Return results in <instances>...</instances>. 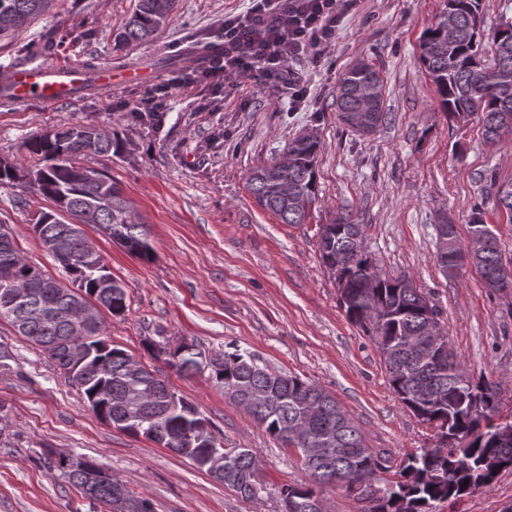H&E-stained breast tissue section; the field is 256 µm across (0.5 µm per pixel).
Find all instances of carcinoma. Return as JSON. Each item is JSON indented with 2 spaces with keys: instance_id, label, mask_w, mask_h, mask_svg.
Here are the masks:
<instances>
[{
  "instance_id": "1",
  "label": "carcinoma",
  "mask_w": 512,
  "mask_h": 512,
  "mask_svg": "<svg viewBox=\"0 0 512 512\" xmlns=\"http://www.w3.org/2000/svg\"><path fill=\"white\" fill-rule=\"evenodd\" d=\"M176 0H137L135 10L114 36L115 45L150 44L166 27ZM54 6V0H0V40L27 28ZM481 0H444V8L419 39V57L426 77L435 85L440 109L448 121L465 123L478 113L483 137L494 143L512 135V80L501 83L497 73L512 76V22L493 33L492 63L483 60L484 22ZM453 29H448V18ZM384 79L375 66L361 60L341 76L336 91V112H365L376 132L389 113L384 95L363 103L358 90ZM317 136L298 135L286 149L288 162L253 168L247 183L258 204L283 224H304L318 200ZM26 151L43 162L40 168L21 172L14 162L0 166V182L24 181L36 194L49 199L54 209L42 212L32 230L45 252L68 275L63 282L38 265L30 264L11 233L0 224V320L18 327L26 341L53 360L69 382L77 386L93 412L103 421L134 436H143L190 460L201 459L200 468L211 472L204 459L206 444L214 437L204 429L207 420L196 407L172 392L156 372L129 370L132 355L110 344L104 318L81 333L66 320V308L79 301L98 302L110 315L126 309L124 287L112 277L100 253H91L84 227L99 226L130 254L149 258L151 246L143 222L112 179L84 164L91 155H109L121 144L112 130L93 124H74L47 130L24 144ZM497 205L512 212V180L499 181L489 174ZM436 249L443 270L463 260L459 235L448 237V223L435 225ZM492 245L477 258V271L491 291L512 288V264L503 260L495 233ZM318 250L324 267L336 278L340 304L347 318L366 327L370 311L377 321L367 332L375 337L390 385L401 402L424 423L442 429L450 422L462 435L471 436L464 448L421 452L408 458L393 481L375 482L381 512H430L437 501L454 499L469 491L489 489L497 474L483 469L489 456L503 459L512 468V444L502 446L485 433H477L470 419L471 395L480 393L483 381L459 379L462 362L448 350L446 361L416 357L406 348L427 325L428 311L442 317L429 296L406 276L389 277L374 271L366 251L363 225L347 216L318 228ZM168 363L178 372L201 370L197 353L179 346ZM209 378L253 421L285 448H323L328 440L347 452L326 465L316 457L300 463L305 481L280 491L282 512H313L317 489L336 485V479L355 481L373 475L381 458L365 446L360 427L319 386L261 366L235 348L212 354ZM87 471H67L68 482L83 497L109 505L110 485L89 480L100 469L92 459ZM259 460L250 448H235L224 456L219 483L244 499L256 497L262 483L254 479ZM468 486H463L464 481Z\"/></svg>"
}]
</instances>
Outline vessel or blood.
Listing matches in <instances>:
<instances>
[{
    "label": "vessel or blood",
    "mask_w": 512,
    "mask_h": 512,
    "mask_svg": "<svg viewBox=\"0 0 512 512\" xmlns=\"http://www.w3.org/2000/svg\"><path fill=\"white\" fill-rule=\"evenodd\" d=\"M7 97L11 104L24 106L33 102L53 107L75 99L83 91L111 90L114 83L112 67L98 64L87 72L83 64L62 61L55 67L29 63L5 69Z\"/></svg>",
    "instance_id": "b4317fda"
}]
</instances>
